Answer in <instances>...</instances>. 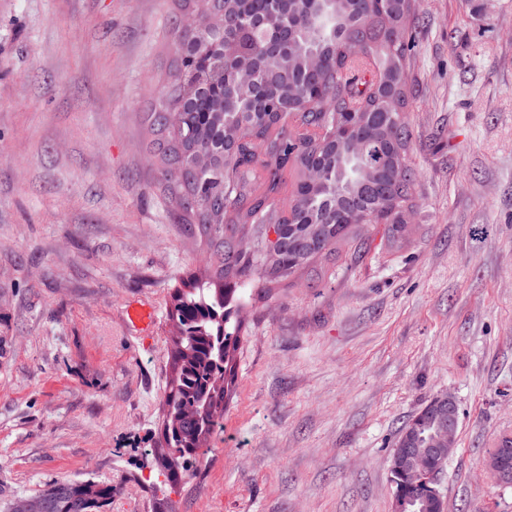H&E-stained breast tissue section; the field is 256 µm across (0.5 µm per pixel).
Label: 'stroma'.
Instances as JSON below:
<instances>
[{"label":"stroma","instance_id":"stroma-1","mask_svg":"<svg viewBox=\"0 0 512 512\" xmlns=\"http://www.w3.org/2000/svg\"><path fill=\"white\" fill-rule=\"evenodd\" d=\"M172 11L0 0V512L63 479L111 484L102 512H393L399 432L440 395L446 512H512L486 467L512 436V0H419L409 234L364 226L318 278L244 289L224 436L176 485L143 460L170 296L208 252L143 124Z\"/></svg>","mask_w":512,"mask_h":512}]
</instances>
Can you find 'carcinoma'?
<instances>
[{
	"label": "carcinoma",
	"mask_w": 512,
	"mask_h": 512,
	"mask_svg": "<svg viewBox=\"0 0 512 512\" xmlns=\"http://www.w3.org/2000/svg\"><path fill=\"white\" fill-rule=\"evenodd\" d=\"M174 2L168 79L144 122L159 184L210 257L205 275L172 295L178 334L157 461L172 483L224 429L240 290L279 287L360 224L400 237L401 215L415 207L404 79L412 0ZM186 13L205 27L185 29ZM216 64L217 80L184 94L191 74ZM446 426L448 396H437L395 447L414 437L426 448ZM393 487L398 512H429L423 489ZM41 497L46 512H98L112 485L61 480Z\"/></svg>",
	"instance_id": "obj_1"
}]
</instances>
